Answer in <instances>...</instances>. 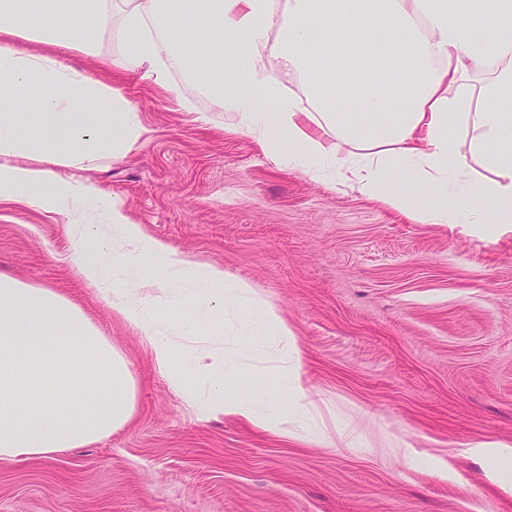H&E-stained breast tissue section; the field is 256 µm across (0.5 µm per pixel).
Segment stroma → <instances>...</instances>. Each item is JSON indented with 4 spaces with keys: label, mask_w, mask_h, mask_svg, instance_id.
Masks as SVG:
<instances>
[{
    "label": "stroma",
    "mask_w": 512,
    "mask_h": 512,
    "mask_svg": "<svg viewBox=\"0 0 512 512\" xmlns=\"http://www.w3.org/2000/svg\"><path fill=\"white\" fill-rule=\"evenodd\" d=\"M70 61L122 87L146 127L98 179L149 235L281 309L305 379L334 406L328 427L356 440L197 420L139 331L78 277L64 217L0 205V274L71 299L136 379L134 417L111 436L0 460V512H512V230L419 224L283 164L179 70L175 96Z\"/></svg>",
    "instance_id": "obj_1"
}]
</instances>
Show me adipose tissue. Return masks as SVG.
Masks as SVG:
<instances>
[{
  "label": "adipose tissue",
  "instance_id": "1",
  "mask_svg": "<svg viewBox=\"0 0 512 512\" xmlns=\"http://www.w3.org/2000/svg\"><path fill=\"white\" fill-rule=\"evenodd\" d=\"M171 89V69L238 118L270 153L381 200L420 224L512 227V0H0V204L66 217L79 276L136 328L198 419L232 415L298 436L322 411L281 310L223 267L147 235L90 178L136 149L146 129L121 88L66 63L96 55ZM224 55L201 69L200 48ZM299 79L303 93L287 82ZM62 134L46 136L45 116ZM104 213L111 235L92 231ZM138 269L110 283L104 261ZM205 311L221 348L183 344L158 303ZM247 324L224 334V312ZM263 357L262 369L250 360ZM241 394L226 393L227 382ZM129 361L64 295L0 275V459H52L109 437L135 412Z\"/></svg>",
  "mask_w": 512,
  "mask_h": 512
}]
</instances>
